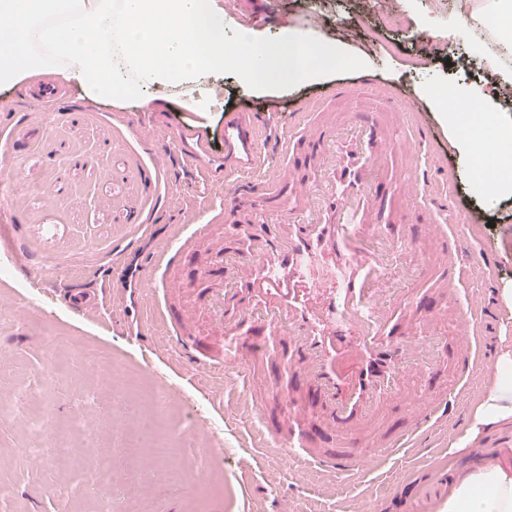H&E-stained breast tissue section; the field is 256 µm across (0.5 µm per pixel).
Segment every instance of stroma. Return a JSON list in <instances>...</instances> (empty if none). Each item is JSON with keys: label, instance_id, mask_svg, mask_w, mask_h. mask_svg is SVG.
<instances>
[{"label": "stroma", "instance_id": "obj_1", "mask_svg": "<svg viewBox=\"0 0 512 512\" xmlns=\"http://www.w3.org/2000/svg\"><path fill=\"white\" fill-rule=\"evenodd\" d=\"M223 2L227 33L250 27L261 41L270 42L281 29L304 27L315 16L319 24L310 29L311 35L347 44L351 57L320 81L267 95L247 91L232 73H225L224 108L183 112L180 120L201 126L217 142L227 109L272 118V125L261 130L262 147L271 163L282 167L286 160L278 150L279 135L300 120V108L324 110L322 95L335 84L369 76L379 96L411 99L417 107L415 120L435 134L432 153L449 178L447 206L470 220L464 236L470 256H477L483 243L497 251L486 292L482 344L496 355L512 347V320L506 319L500 300L501 288L512 285V192L487 197L475 190V163L451 150L448 129L439 120L444 106L435 94L437 85L447 84L464 111L491 113L512 123V104L503 96L505 88H512V68L477 50L471 33L457 30L464 19L473 26L489 24L492 35H499L500 20L493 15L497 0H258L249 12L239 0ZM16 95L13 89L0 92V166L22 176L10 210L0 214V259L20 252L91 274L131 240H140L146 249L174 245L190 225L206 222L202 206L219 208L237 193L238 178L208 186L195 171L182 168L163 144L149 147L129 135L122 107L79 95L49 117L39 112L6 115ZM149 218L153 229L145 237L139 223ZM1 344L11 348L14 363L0 375V395L39 390L43 371L52 363L60 381L51 393L59 443L47 448V464L30 460L25 413L0 416V458L6 461L0 467V512H95L102 491L90 482L89 463L62 445L82 432L88 420L99 421L106 430L112 427L106 413L109 396L75 384L88 357L99 358L106 371L132 383L160 379L181 391L185 400L168 421L174 434L205 425L207 417H223L220 398L233 399L241 392L230 385L223 396H216L208 381L190 378L174 358L129 339L126 326L72 316L48 298L24 318L0 319ZM283 356V350L267 349L264 361L252 371V388L263 397L270 418L280 407L270 389L284 384ZM476 399V394L460 393L456 419L431 425L405 453L382 460L364 477L337 485L332 497L322 494L328 477L314 470L299 473L263 454L251 468H243L241 461L259 428L251 417L225 419L224 431L234 447L211 464L222 472V480L201 474L190 487L156 480L148 484L147 493L155 512H187L191 495L198 512H269L273 496L300 482L310 512H344L354 497L374 500L378 512H436L450 480L498 449L512 451V423L485 431L471 452L454 451Z\"/></svg>", "mask_w": 512, "mask_h": 512}]
</instances>
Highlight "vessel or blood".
Returning <instances> with one entry per match:
<instances>
[{
	"mask_svg": "<svg viewBox=\"0 0 512 512\" xmlns=\"http://www.w3.org/2000/svg\"><path fill=\"white\" fill-rule=\"evenodd\" d=\"M48 94L56 107L68 101L48 81L22 103L34 107ZM331 97L347 105L345 119L307 116L280 139L288 160L282 168L259 147L256 112L226 114L220 154L201 127L166 124L175 152L208 182L241 176L228 213L250 242L246 251L227 252L223 236L206 223L166 251L138 253L145 274L130 290L129 272L117 260L94 291L77 289L79 274L60 266L25 259L19 268L57 286L73 315L120 314L141 342L174 353L195 376L216 373L246 385L259 359L235 344L217 358H201L206 336L246 331L291 348L285 366L311 397L283 396L275 425L262 427L265 447L288 466L347 479L394 454L431 421L453 417L451 394L433 392L429 383L449 373L471 378L485 308L476 285L488 265L467 261L460 248L465 217L450 222L433 208L436 161L427 132L389 122L412 104L390 106L363 83L337 85ZM426 241L441 242L437 258L423 249ZM433 263L434 287L396 298L390 269L416 272ZM185 278L194 285L186 295ZM397 403L408 408L403 425L371 435ZM224 412L261 417L265 406L246 390ZM318 433L332 448L316 450Z\"/></svg>",
	"mask_w": 512,
	"mask_h": 512,
	"instance_id": "1",
	"label": "vessel or blood"
}]
</instances>
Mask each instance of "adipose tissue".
Segmentation results:
<instances>
[{
	"label": "adipose tissue",
	"mask_w": 512,
	"mask_h": 512,
	"mask_svg": "<svg viewBox=\"0 0 512 512\" xmlns=\"http://www.w3.org/2000/svg\"><path fill=\"white\" fill-rule=\"evenodd\" d=\"M344 56L341 44L296 28L264 45L247 28L226 41L218 0H0V88L51 76L119 104L179 87V107L208 112L220 90L206 79L225 68L249 91L268 94L317 81ZM470 416L464 446L512 421L511 349ZM438 512H512V467L486 460L453 483Z\"/></svg>",
	"instance_id": "adipose-tissue-1"
}]
</instances>
